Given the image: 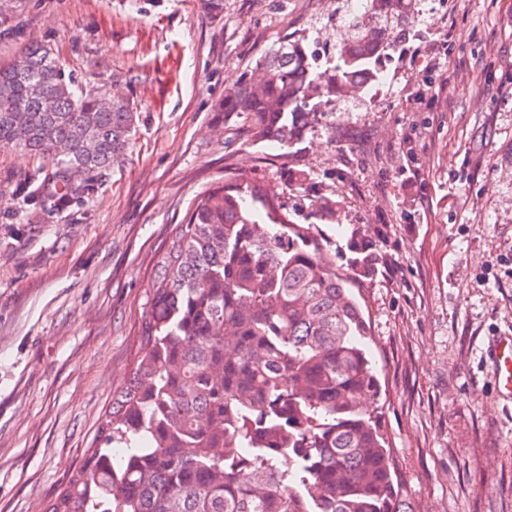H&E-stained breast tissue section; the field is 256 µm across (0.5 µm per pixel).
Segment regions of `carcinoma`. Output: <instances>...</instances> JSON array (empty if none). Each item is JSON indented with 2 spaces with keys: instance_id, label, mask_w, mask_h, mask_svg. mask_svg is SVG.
I'll return each instance as SVG.
<instances>
[{
  "instance_id": "obj_1",
  "label": "carcinoma",
  "mask_w": 512,
  "mask_h": 512,
  "mask_svg": "<svg viewBox=\"0 0 512 512\" xmlns=\"http://www.w3.org/2000/svg\"><path fill=\"white\" fill-rule=\"evenodd\" d=\"M418 17L417 0H367L326 65L306 38L280 41L215 109L290 150L321 105L380 78ZM137 119L130 100L76 86L48 45L0 65L1 150L95 172L124 158ZM346 248L337 263L253 176L199 193L158 256L127 384L47 512H412L354 293L384 259L360 226Z\"/></svg>"
}]
</instances>
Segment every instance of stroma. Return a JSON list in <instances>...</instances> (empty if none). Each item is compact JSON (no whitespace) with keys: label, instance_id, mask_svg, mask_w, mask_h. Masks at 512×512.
<instances>
[{"label":"stroma","instance_id":"stroma-1","mask_svg":"<svg viewBox=\"0 0 512 512\" xmlns=\"http://www.w3.org/2000/svg\"><path fill=\"white\" fill-rule=\"evenodd\" d=\"M418 12L384 83L322 108L289 153L215 105L283 37L345 38L334 0H224L218 17L202 0H25L0 29V63L50 45L75 84L139 115L125 159L72 177L63 204L55 161L0 151V512H45L78 466L130 373L161 249L238 172L298 224L311 199L340 200L318 227L330 247L372 230L369 348L416 512H512V401L485 357L512 333V0Z\"/></svg>","mask_w":512,"mask_h":512}]
</instances>
